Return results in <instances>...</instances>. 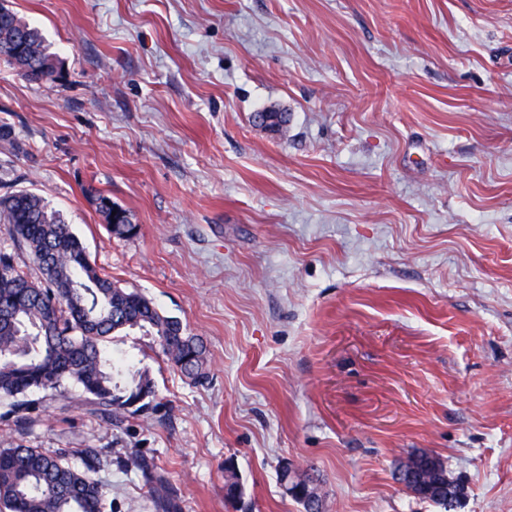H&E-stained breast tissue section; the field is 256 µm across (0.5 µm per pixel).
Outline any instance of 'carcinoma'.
I'll use <instances>...</instances> for the list:
<instances>
[{"instance_id": "cac0c4a2", "label": "carcinoma", "mask_w": 512, "mask_h": 512, "mask_svg": "<svg viewBox=\"0 0 512 512\" xmlns=\"http://www.w3.org/2000/svg\"><path fill=\"white\" fill-rule=\"evenodd\" d=\"M8 34L18 36L25 54L22 78L33 83L60 78L61 71L44 68L53 56L39 30L14 11L0 13V36ZM105 201L98 198L110 233L119 239L134 234L127 212ZM0 224L8 226L17 249L33 258L40 273L33 278L14 254L0 252V421L9 429H31L43 413L72 403L74 388L108 426L156 412L149 371L126 367L107 347L113 334L133 327L150 328L163 355L185 377L195 383L207 377L203 340L162 314L151 299L101 273L41 196L26 190L1 196ZM73 454L83 467L73 465L68 452L49 454L24 444L0 448V512H104L105 490L93 476L97 455L86 449ZM132 464L160 512H178L176 496L154 461L137 455ZM398 480L444 512H450L448 487L464 491L440 458L437 475L402 473Z\"/></svg>"}]
</instances>
